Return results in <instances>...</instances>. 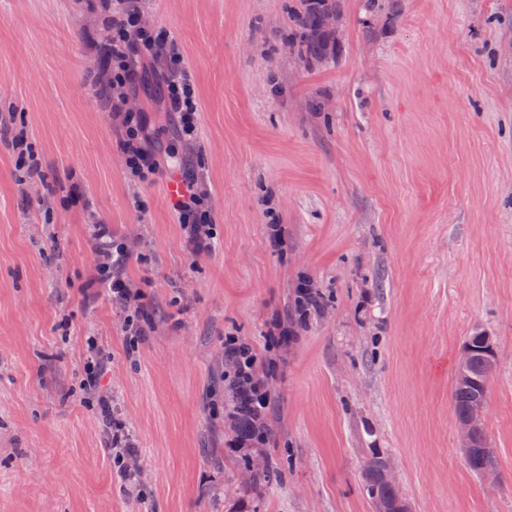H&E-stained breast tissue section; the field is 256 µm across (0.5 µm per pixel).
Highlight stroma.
<instances>
[{
    "label": "stroma",
    "instance_id": "stroma-1",
    "mask_svg": "<svg viewBox=\"0 0 512 512\" xmlns=\"http://www.w3.org/2000/svg\"><path fill=\"white\" fill-rule=\"evenodd\" d=\"M100 2L0 0V512H372L376 451L414 512H512V0H341L320 61L298 50L300 0H145L200 102L186 167L215 226L198 257L168 174L125 170L97 96ZM96 224L136 245L138 340L83 292ZM304 279L326 307L267 380L255 458L274 475L256 492L230 445L224 342L265 354ZM477 330L497 352L491 490L452 398ZM91 336L99 396L139 450L129 482L80 388Z\"/></svg>",
    "mask_w": 512,
    "mask_h": 512
}]
</instances>
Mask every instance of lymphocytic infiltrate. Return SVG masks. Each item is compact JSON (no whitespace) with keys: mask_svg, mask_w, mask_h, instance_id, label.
I'll return each mask as SVG.
<instances>
[{"mask_svg":"<svg viewBox=\"0 0 512 512\" xmlns=\"http://www.w3.org/2000/svg\"><path fill=\"white\" fill-rule=\"evenodd\" d=\"M102 45L107 65L101 75L106 91L105 105L119 118L124 131V164L129 174L140 181L154 180L162 171H180L182 160L162 159L161 150L147 134L148 111L131 109L132 100L147 90L149 80H156L164 90L157 108L174 113L176 135L190 143L197 130L199 102L188 79L183 58L168 36L154 32L143 22L141 0H112V20ZM175 203L178 221L192 255L211 249L213 217L208 207V192L194 178L184 180ZM95 240L94 272L89 286L108 292L125 313V327L137 331L142 311L141 293L124 277L123 269L134 255L128 242L112 238L108 225L93 227Z\"/></svg>","mask_w":512,"mask_h":512,"instance_id":"lymphocytic-infiltrate-1","label":"lymphocytic infiltrate"}]
</instances>
